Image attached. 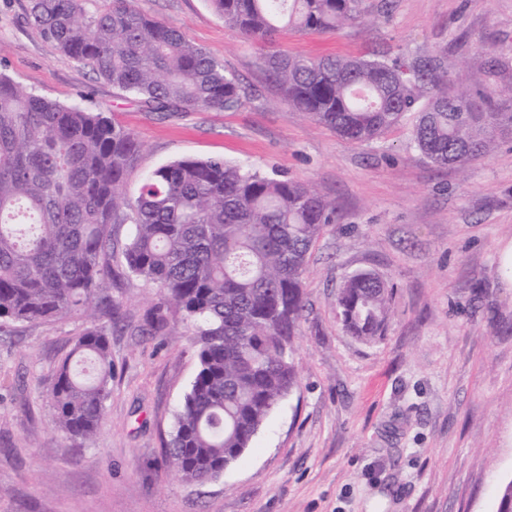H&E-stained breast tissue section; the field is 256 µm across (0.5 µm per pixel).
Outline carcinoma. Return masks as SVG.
Here are the masks:
<instances>
[{
  "label": "carcinoma",
  "mask_w": 512,
  "mask_h": 512,
  "mask_svg": "<svg viewBox=\"0 0 512 512\" xmlns=\"http://www.w3.org/2000/svg\"><path fill=\"white\" fill-rule=\"evenodd\" d=\"M224 24L260 47L290 27L331 31L361 19V0H210ZM29 20L71 59L144 112H227L243 89L184 32L109 0H30ZM289 104L352 143H369L417 112L414 141L437 167H464L512 135L494 95L459 92L432 60L268 54ZM134 135L103 112L64 104L0 72V323L82 316L87 327L53 372L48 396L61 430L87 441L112 394L103 321L112 298L113 225L131 224L127 271L163 290L192 328L197 371L175 415L165 459L187 483L221 477L299 386L292 337L305 309L303 275L336 208L312 187L222 158L186 159L150 173L129 200ZM390 292L375 273L338 289L343 327L383 335Z\"/></svg>",
  "instance_id": "cac0c4a2"
}]
</instances>
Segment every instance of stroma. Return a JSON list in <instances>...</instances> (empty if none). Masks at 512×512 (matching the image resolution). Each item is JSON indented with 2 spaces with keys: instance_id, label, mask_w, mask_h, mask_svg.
I'll list each match as a JSON object with an SVG mask.
<instances>
[{
  "instance_id": "1",
  "label": "stroma",
  "mask_w": 512,
  "mask_h": 512,
  "mask_svg": "<svg viewBox=\"0 0 512 512\" xmlns=\"http://www.w3.org/2000/svg\"><path fill=\"white\" fill-rule=\"evenodd\" d=\"M241 82L229 112L141 111L0 0V71L38 94L81 102L134 134L124 179L135 198L156 168L221 157L313 186L337 209L312 248L293 340L300 384L219 479L188 484L164 443L197 369L191 330L160 288L113 261L120 320L109 330L112 396L92 445L55 422L50 374L85 323L0 331V512H496L512 480V139L466 168L419 151L408 113L369 145L289 105L264 53L209 0H136ZM285 55L441 61L456 88L474 78L512 112V0H362V20L276 35ZM371 271L392 290L383 336L346 332L336 293ZM165 314L164 331L150 320Z\"/></svg>"
}]
</instances>
